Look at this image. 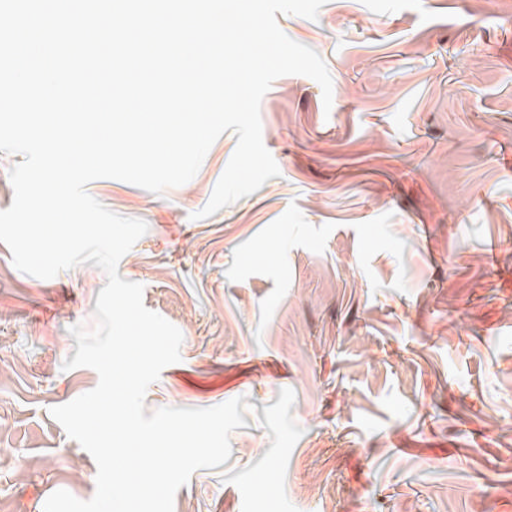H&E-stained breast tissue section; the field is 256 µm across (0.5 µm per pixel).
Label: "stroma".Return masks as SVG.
Returning a JSON list of instances; mask_svg holds the SVG:
<instances>
[{
    "label": "stroma",
    "mask_w": 512,
    "mask_h": 512,
    "mask_svg": "<svg viewBox=\"0 0 512 512\" xmlns=\"http://www.w3.org/2000/svg\"><path fill=\"white\" fill-rule=\"evenodd\" d=\"M333 81H274L263 142L280 169L211 217L237 138L188 183L88 192L147 233L120 260L145 307L178 327L181 359L147 410L295 393L304 433L285 488L298 512H512V0H327L278 15ZM93 263L42 280L0 243V502L43 512L96 489L94 459L50 414L93 389L63 370L93 326ZM227 466L270 448L254 418ZM222 469L196 471L174 512H241Z\"/></svg>",
    "instance_id": "1"
}]
</instances>
